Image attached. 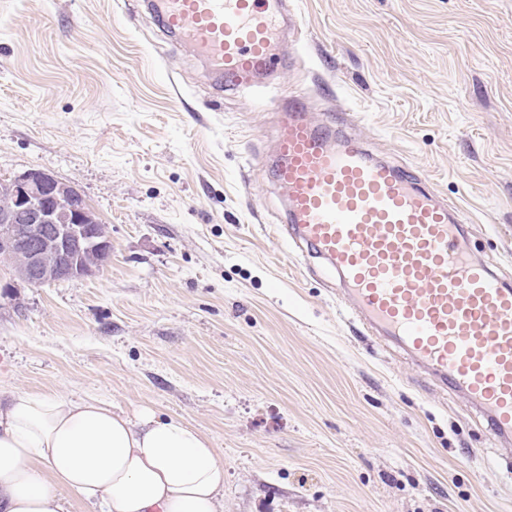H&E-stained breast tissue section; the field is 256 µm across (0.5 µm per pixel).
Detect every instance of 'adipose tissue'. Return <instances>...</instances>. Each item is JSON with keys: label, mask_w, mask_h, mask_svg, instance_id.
I'll return each mask as SVG.
<instances>
[{"label": "adipose tissue", "mask_w": 512, "mask_h": 512, "mask_svg": "<svg viewBox=\"0 0 512 512\" xmlns=\"http://www.w3.org/2000/svg\"><path fill=\"white\" fill-rule=\"evenodd\" d=\"M224 512V463L193 426L67 392L0 395V512Z\"/></svg>", "instance_id": "ef3b65f1"}]
</instances>
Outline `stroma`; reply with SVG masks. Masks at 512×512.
Returning a JSON list of instances; mask_svg holds the SVG:
<instances>
[{
	"instance_id": "35a3bbf8",
	"label": "stroma",
	"mask_w": 512,
	"mask_h": 512,
	"mask_svg": "<svg viewBox=\"0 0 512 512\" xmlns=\"http://www.w3.org/2000/svg\"><path fill=\"white\" fill-rule=\"evenodd\" d=\"M292 66L224 92L139 0H0V178L73 185L112 254L49 286L0 264V390L95 394L204 431L224 512H512V445L271 232L275 109L353 116L456 202L512 282V0H290Z\"/></svg>"
}]
</instances>
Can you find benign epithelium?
Returning <instances> with one entry per match:
<instances>
[{"mask_svg":"<svg viewBox=\"0 0 512 512\" xmlns=\"http://www.w3.org/2000/svg\"><path fill=\"white\" fill-rule=\"evenodd\" d=\"M15 207L0 215V258L18 253L24 262L16 274L36 285L92 275L112 252L110 239L99 238L98 221L84 202L53 208L45 199L65 193L66 183L40 170L0 181Z\"/></svg>","mask_w":512,"mask_h":512,"instance_id":"7a95c632","label":"benign epithelium"}]
</instances>
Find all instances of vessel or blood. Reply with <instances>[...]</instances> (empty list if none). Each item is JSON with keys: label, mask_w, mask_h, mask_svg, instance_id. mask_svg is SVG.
Here are the masks:
<instances>
[{"label": "vessel or blood", "mask_w": 512, "mask_h": 512, "mask_svg": "<svg viewBox=\"0 0 512 512\" xmlns=\"http://www.w3.org/2000/svg\"><path fill=\"white\" fill-rule=\"evenodd\" d=\"M218 88L277 67L287 0H144ZM268 167L284 196L275 231L322 260L363 331L399 345L441 388L467 398L493 439L512 441V283L466 249L456 203L376 156L348 118L314 122L288 96Z\"/></svg>", "instance_id": "vessel-or-blood-1"}]
</instances>
